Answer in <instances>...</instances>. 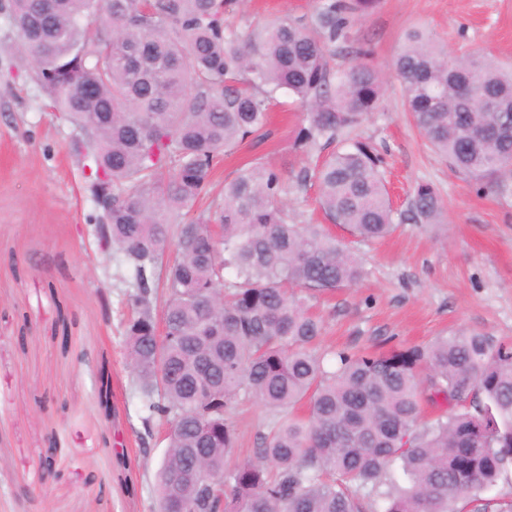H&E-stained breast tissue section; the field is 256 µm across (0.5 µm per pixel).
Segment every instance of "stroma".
Here are the masks:
<instances>
[{"instance_id": "1", "label": "stroma", "mask_w": 512, "mask_h": 512, "mask_svg": "<svg viewBox=\"0 0 512 512\" xmlns=\"http://www.w3.org/2000/svg\"><path fill=\"white\" fill-rule=\"evenodd\" d=\"M316 0H227L224 17L245 27L287 14L307 19ZM427 30L449 56L489 54L512 62V0H379L355 22L350 47L371 49L385 91L354 139L378 147L395 210L414 186L438 190L447 223L396 224L380 241L329 231L362 262L357 284L303 291L322 316L326 350L425 346L476 331L512 344V180L477 186L428 150L402 108L392 61L406 33ZM0 13V512H154L155 473L166 449L161 426L145 431L126 357L129 307L119 257L91 232L97 210L71 143L77 130L54 111L15 49ZM259 135L223 156L213 194L259 159L295 180L314 156L297 144L305 114L280 91ZM73 325L54 338L60 314ZM112 373V415L97 396L101 365ZM237 458L252 455L268 411L239 400ZM57 441V478L43 482L41 460Z\"/></svg>"}]
</instances>
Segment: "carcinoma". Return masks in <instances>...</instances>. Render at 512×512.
Segmentation results:
<instances>
[{"instance_id": "cac0c4a2", "label": "carcinoma", "mask_w": 512, "mask_h": 512, "mask_svg": "<svg viewBox=\"0 0 512 512\" xmlns=\"http://www.w3.org/2000/svg\"><path fill=\"white\" fill-rule=\"evenodd\" d=\"M377 4L318 0L305 22L241 31L224 0H9L33 78L80 130L72 149L95 227L112 225L98 247L128 266L142 424L171 425L159 512H512L483 496L512 466L511 347L460 331L422 348L334 351L329 370L316 350L323 322L294 288L352 285L364 269L323 225L298 223L284 175L255 160L224 182L214 210L187 219L219 156L263 129L286 89L306 110L300 146L324 154L315 177L329 223L367 241L397 221L444 223L429 183L394 212L380 153L350 139L385 79L369 51L343 67L336 52ZM393 70L405 111L452 170L479 184L512 179V67L450 60L413 30ZM242 396L273 420L230 466ZM439 397L448 411L423 420V399ZM305 400L308 414H294Z\"/></svg>"}]
</instances>
